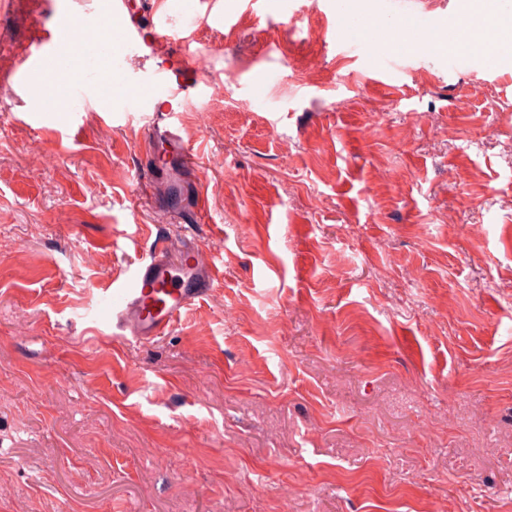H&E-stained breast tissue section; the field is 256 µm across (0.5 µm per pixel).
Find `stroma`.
I'll use <instances>...</instances> for the list:
<instances>
[{
	"instance_id": "obj_1",
	"label": "stroma",
	"mask_w": 512,
	"mask_h": 512,
	"mask_svg": "<svg viewBox=\"0 0 512 512\" xmlns=\"http://www.w3.org/2000/svg\"><path fill=\"white\" fill-rule=\"evenodd\" d=\"M23 2L18 50L54 20ZM223 3L195 35L223 275L167 336L99 309L146 255L134 135L54 86L61 144L0 111V512H512V65L345 57L384 0Z\"/></svg>"
}]
</instances>
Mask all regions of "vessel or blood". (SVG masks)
<instances>
[{
  "instance_id": "obj_1",
  "label": "vessel or blood",
  "mask_w": 512,
  "mask_h": 512,
  "mask_svg": "<svg viewBox=\"0 0 512 512\" xmlns=\"http://www.w3.org/2000/svg\"><path fill=\"white\" fill-rule=\"evenodd\" d=\"M84 2L78 11L62 5L52 25L0 66V85L24 105L36 96L32 74H53L78 57L85 69L82 82L62 87L73 117L108 98L113 107L100 116L105 126H138L142 158L133 193L156 222L174 231L156 239L148 256L105 288L102 298L117 336L150 342L210 296L222 276L217 237L188 232L189 226L212 223L214 204L200 161L209 128L186 118L211 94L213 56L211 48H192L188 31L223 20L222 0H192L181 8L171 0ZM392 2L417 45L442 41L445 27L421 11L422 0Z\"/></svg>"
}]
</instances>
